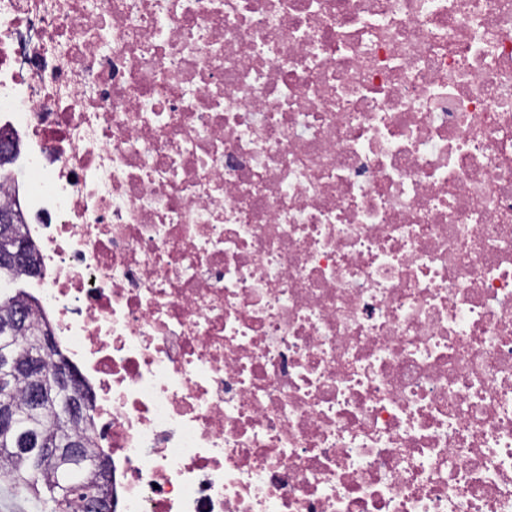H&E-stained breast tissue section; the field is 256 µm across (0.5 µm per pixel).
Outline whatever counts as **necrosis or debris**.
<instances>
[{
	"label": "necrosis or debris",
	"instance_id": "1",
	"mask_svg": "<svg viewBox=\"0 0 512 512\" xmlns=\"http://www.w3.org/2000/svg\"><path fill=\"white\" fill-rule=\"evenodd\" d=\"M1 135L115 512H512V0H0Z\"/></svg>",
	"mask_w": 512,
	"mask_h": 512
}]
</instances>
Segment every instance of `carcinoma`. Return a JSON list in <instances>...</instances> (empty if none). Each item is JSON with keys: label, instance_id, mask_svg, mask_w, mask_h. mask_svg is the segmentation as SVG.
Segmentation results:
<instances>
[{"label": "carcinoma", "instance_id": "cac0c4a2", "mask_svg": "<svg viewBox=\"0 0 512 512\" xmlns=\"http://www.w3.org/2000/svg\"><path fill=\"white\" fill-rule=\"evenodd\" d=\"M32 312L33 307L26 294H0V331L4 321L17 314L22 315L32 328L40 329L42 323L33 320ZM36 342L35 336L0 334V369L9 368L0 375V413L9 411L12 415L11 430L0 429V467L9 472L13 483L27 487L37 498L42 496L52 500L55 512H62L72 486L89 481L91 473L74 472L67 484L62 474L63 459L35 457L27 449L33 447L37 440L54 442L67 433L72 441L79 444L85 456L105 459L107 455L94 449L92 419L70 425L59 414L56 406L58 391L50 373L55 363L43 364L44 402L38 407L30 404L31 379L15 367V361L33 350Z\"/></svg>", "mask_w": 512, "mask_h": 512}]
</instances>
